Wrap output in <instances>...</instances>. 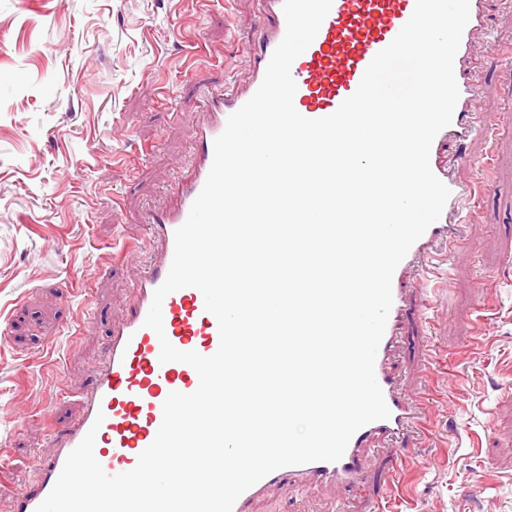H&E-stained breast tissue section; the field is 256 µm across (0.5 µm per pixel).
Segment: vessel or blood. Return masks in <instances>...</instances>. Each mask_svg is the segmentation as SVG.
Here are the masks:
<instances>
[{
  "label": "vessel or blood",
  "instance_id": "b4317fda",
  "mask_svg": "<svg viewBox=\"0 0 512 512\" xmlns=\"http://www.w3.org/2000/svg\"><path fill=\"white\" fill-rule=\"evenodd\" d=\"M265 4L269 23L259 36L250 82L244 90L213 98V119L198 131L196 163L181 186L178 206L158 211L148 219L161 248L160 256L132 285L133 307L124 321L113 325L109 332L104 368L92 384L81 415L57 434L53 452L41 463L40 481L15 495L12 512H36L55 485L67 456L89 429L97 431L94 454L107 474L134 469L140 453L156 437L169 393L188 394L199 385L198 375L190 365L161 362L160 336L145 327L144 321L155 290L170 270L174 234L186 221L207 180L214 159V141L224 131L228 117L255 94L273 51L285 35L283 0H265ZM415 4L416 0H333L315 39L291 66L297 85L296 110L309 119L334 113L356 91L375 55L392 42L409 20ZM483 4L484 0H470L469 22L454 61L459 98L451 123L436 135L430 150V167L449 188L450 196L440 218L412 245L392 277L393 302L374 365L390 416L357 430L339 461L286 466L268 474L236 500L232 512H246L251 500L286 477L339 488L361 483L366 473L364 453L373 438L404 437L414 419L413 408L401 395L388 367L407 315V298L401 282L409 271L425 270L427 262L437 255L439 245L451 242L450 224L472 211L473 184L453 180L442 165L439 152L449 138L464 142L472 133L465 113L474 90L462 73L470 55L471 37L486 23ZM162 315L164 336L177 349L194 350L204 356L217 351L218 323L206 311L204 297L197 288L185 287L169 294L163 301Z\"/></svg>",
  "mask_w": 512,
  "mask_h": 512
}]
</instances>
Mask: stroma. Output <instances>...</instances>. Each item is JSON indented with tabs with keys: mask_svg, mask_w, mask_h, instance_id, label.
<instances>
[{
	"mask_svg": "<svg viewBox=\"0 0 512 512\" xmlns=\"http://www.w3.org/2000/svg\"><path fill=\"white\" fill-rule=\"evenodd\" d=\"M265 22L263 0H0V512L78 418L159 251L144 219L176 205L208 93L248 82ZM465 76L476 218L438 264L430 328L407 323L390 362L432 434L376 440L370 481L287 480L248 512H375L384 493L385 512H512V57L478 43ZM396 456L417 465L381 489Z\"/></svg>",
	"mask_w": 512,
	"mask_h": 512,
	"instance_id": "obj_1",
	"label": "stroma"
}]
</instances>
